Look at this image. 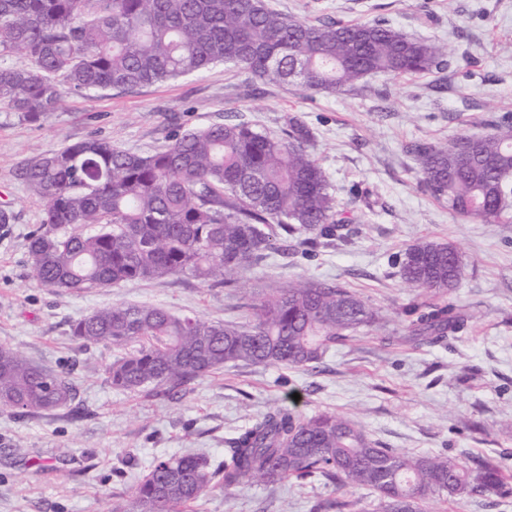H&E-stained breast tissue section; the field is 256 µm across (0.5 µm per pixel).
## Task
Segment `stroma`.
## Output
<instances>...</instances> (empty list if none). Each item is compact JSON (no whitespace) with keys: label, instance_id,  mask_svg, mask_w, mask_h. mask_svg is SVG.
Segmentation results:
<instances>
[{"label":"stroma","instance_id":"obj_1","mask_svg":"<svg viewBox=\"0 0 512 512\" xmlns=\"http://www.w3.org/2000/svg\"><path fill=\"white\" fill-rule=\"evenodd\" d=\"M311 22L386 20L415 38L447 46L444 71L378 75L364 86L312 94L217 65L200 77L131 92L68 95L38 123L0 106V346L51 370H66L67 406L18 415L0 408V512H112L128 504L155 458L203 453L220 459L224 440L269 407L293 402L305 415L330 412L359 422L400 452L478 456L512 471V220L454 217L420 185L409 148L488 130L512 115V0H266ZM309 126L311 156L324 169L345 240L314 255L273 254L246 271L245 289L212 288L191 277L60 293L43 287L28 262L29 235L44 207L21 177L30 158L98 137L149 154L177 130L227 119L275 132L288 116ZM424 239L449 241L465 263L449 303L468 317L436 344L407 342L405 310L425 298L408 288L394 256ZM312 278L340 284L377 308L385 327L337 343L318 368L229 365L176 399L112 388L115 358L83 345L72 322L113 304L150 303L212 320L245 321L247 297ZM298 401H291V394ZM325 497L378 512L367 490L291 479L212 489L193 512H310Z\"/></svg>","mask_w":512,"mask_h":512}]
</instances>
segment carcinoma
<instances>
[{"mask_svg": "<svg viewBox=\"0 0 512 512\" xmlns=\"http://www.w3.org/2000/svg\"><path fill=\"white\" fill-rule=\"evenodd\" d=\"M0 105L27 122L59 110L70 93L132 91L231 64L266 83L312 92L345 91L375 74L413 76L448 66V48L389 23L308 22L265 0H0ZM312 133L296 116L280 135L229 120L174 136L163 150L131 153L89 137L22 169L45 206L29 237L34 277L56 292L190 276L235 288L239 275L271 253L344 239L322 167L307 151ZM421 185L466 221L497 223L512 184V121L485 134L411 146ZM406 285L438 299L406 311L416 346L444 341L466 316L440 298L458 288L463 261L451 243L421 240L395 258ZM245 323L175 314L161 306L114 305L71 324L85 345L118 351L112 387L151 388L168 398L228 364L317 368L351 333L380 323L377 310L337 284L302 279L254 299ZM73 398L64 371L46 370L0 348V407L19 415ZM314 478L367 489L381 512H426L448 499L512 495V473L481 458L398 452L358 423L285 405L224 440V459L156 461L139 480L135 512H188L211 489ZM322 499L312 512H351Z\"/></svg>", "mask_w": 512, "mask_h": 512, "instance_id": "cac0c4a2", "label": "carcinoma"}]
</instances>
